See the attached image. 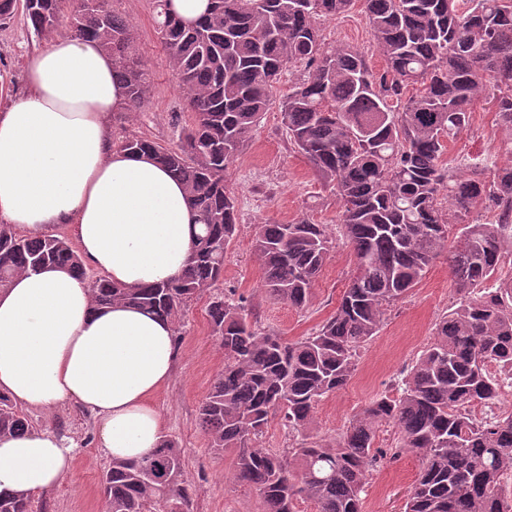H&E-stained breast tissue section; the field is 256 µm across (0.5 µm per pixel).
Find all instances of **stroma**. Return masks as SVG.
Returning a JSON list of instances; mask_svg holds the SVG:
<instances>
[{
	"label": "stroma",
	"mask_w": 512,
	"mask_h": 512,
	"mask_svg": "<svg viewBox=\"0 0 512 512\" xmlns=\"http://www.w3.org/2000/svg\"><path fill=\"white\" fill-rule=\"evenodd\" d=\"M112 8L131 24V33L150 83L149 98L137 119L122 109L112 116V137L132 132L173 146L178 142L176 117L186 108L169 59L155 30L152 0H112ZM327 42L362 48L373 69L386 65L376 48L360 6L323 22ZM23 16L0 28V108L26 94L24 62L41 47ZM501 131L490 104L478 102L469 126L448 144V155L496 153ZM237 198V230L224 260L219 288L194 300L184 316L177 341L174 374L154 397L163 414L165 438L183 451L185 477L191 486L190 512H261L258 493L233 478V451L210 448L198 425V410L216 376L224 369V349L213 335L207 309L215 296L242 302L249 322L295 341L308 336L336 310L348 285L353 262L348 247L337 243L312 289L308 308L267 297L261 288L263 269L254 251L258 225L286 224L308 218L318 224L339 220L340 203L323 187L308 160L291 143L278 107L266 112L249 143L225 172ZM457 300L448 263L436 259L408 297L392 308L379 331L360 353L350 381L316 407L307 430L315 441H335L352 417L381 396L399 397L398 381L432 339L436 322ZM31 428H49L74 447L71 471L51 493L35 497L34 512H105L101 476L110 463L97 438L95 417L67 403L50 411L30 410ZM420 462L412 453L381 460L365 487V512H401L414 485Z\"/></svg>",
	"instance_id": "obj_1"
}]
</instances>
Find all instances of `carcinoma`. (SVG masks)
Returning a JSON list of instances; mask_svg holds the SVG:
<instances>
[{
	"instance_id": "1",
	"label": "carcinoma",
	"mask_w": 512,
	"mask_h": 512,
	"mask_svg": "<svg viewBox=\"0 0 512 512\" xmlns=\"http://www.w3.org/2000/svg\"><path fill=\"white\" fill-rule=\"evenodd\" d=\"M384 56L373 70L364 51L325 42L319 20L355 2ZM110 0H0V28L22 10L34 34L51 36L64 13L79 36L112 56L128 109L148 98L130 23ZM153 0L156 31L188 103L180 144L132 134L118 144L152 155L179 181L196 210L189 267L179 279L127 289L88 281L96 305L137 306L180 333L188 302L224 276L237 224L224 172L251 138L285 71L302 68L279 106L291 143L342 201L339 222L260 224L255 251L262 288L307 307L334 241L347 244L354 273L336 312L311 335L288 342L243 316L244 306L210 303L224 371L199 408L216 451L235 449V480L258 491L262 512H363L362 493L377 459L376 431L398 429L392 454L412 452L421 468L404 512H512L502 480L512 471V413L478 420L470 407L498 402L512 387V0H209L184 24ZM420 85L406 96L408 87ZM492 104L503 131L499 154L445 159L446 142L471 120L476 101ZM446 256L457 306L435 323L434 339L402 377L395 399L372 401L336 442L302 434L315 407L344 386L360 348L388 308ZM48 264L86 277L60 233L29 238L0 224V288ZM291 434L292 458L259 446L269 419ZM29 429L0 395V436ZM106 512H189L182 449L164 439L141 460H112L102 475ZM31 500L0 493V512H30Z\"/></svg>"
}]
</instances>
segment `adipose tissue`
<instances>
[{
  "label": "adipose tissue",
  "mask_w": 512,
  "mask_h": 512,
  "mask_svg": "<svg viewBox=\"0 0 512 512\" xmlns=\"http://www.w3.org/2000/svg\"><path fill=\"white\" fill-rule=\"evenodd\" d=\"M28 92L0 110V222L27 236L67 226L79 254L112 283L138 288L180 278L195 213L184 187L152 156L112 140L126 105L97 41L60 35L29 55ZM176 359L170 322L136 307L94 305L88 283L47 266L0 289V394L27 408L75 402L95 415L109 458L158 448L154 395ZM73 449L50 429L0 437V493L55 488Z\"/></svg>",
  "instance_id": "1"
}]
</instances>
